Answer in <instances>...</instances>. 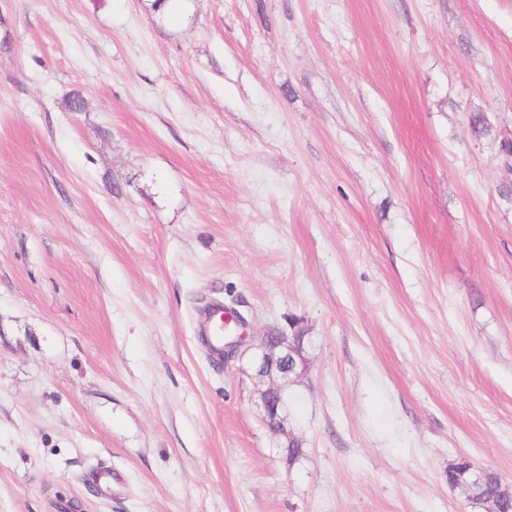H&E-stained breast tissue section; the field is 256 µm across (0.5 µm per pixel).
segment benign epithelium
Wrapping results in <instances>:
<instances>
[{"instance_id":"obj_1","label":"benign epithelium","mask_w":512,"mask_h":512,"mask_svg":"<svg viewBox=\"0 0 512 512\" xmlns=\"http://www.w3.org/2000/svg\"><path fill=\"white\" fill-rule=\"evenodd\" d=\"M224 354L237 356L252 352L255 377L258 379V406L271 432L281 444L299 438L288 430V413L284 400L288 385L301 379L308 371L304 356V336H289L277 328L252 331L246 318L229 312L224 316Z\"/></svg>"}]
</instances>
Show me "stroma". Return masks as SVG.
Here are the masks:
<instances>
[{
	"mask_svg": "<svg viewBox=\"0 0 512 512\" xmlns=\"http://www.w3.org/2000/svg\"><path fill=\"white\" fill-rule=\"evenodd\" d=\"M506 141L512 0H0V512H483ZM209 301L304 332L293 466Z\"/></svg>",
	"mask_w": 512,
	"mask_h": 512,
	"instance_id": "35a3bbf8",
	"label": "stroma"
}]
</instances>
